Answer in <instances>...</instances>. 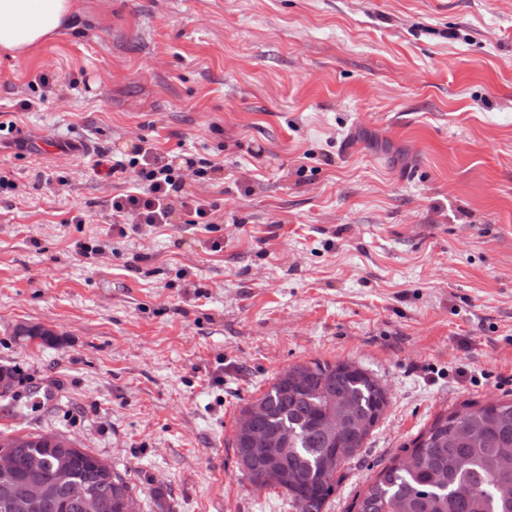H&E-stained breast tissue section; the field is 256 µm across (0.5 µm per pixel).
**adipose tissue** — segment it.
I'll return each instance as SVG.
<instances>
[{
  "mask_svg": "<svg viewBox=\"0 0 512 512\" xmlns=\"http://www.w3.org/2000/svg\"><path fill=\"white\" fill-rule=\"evenodd\" d=\"M77 12V0H0V52L25 59Z\"/></svg>",
  "mask_w": 512,
  "mask_h": 512,
  "instance_id": "adipose-tissue-1",
  "label": "adipose tissue"
}]
</instances>
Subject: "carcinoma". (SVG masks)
Segmentation results:
<instances>
[{"instance_id":"cac0c4a2","label":"carcinoma","mask_w":512,"mask_h":512,"mask_svg":"<svg viewBox=\"0 0 512 512\" xmlns=\"http://www.w3.org/2000/svg\"><path fill=\"white\" fill-rule=\"evenodd\" d=\"M307 371L304 387L294 374ZM257 403L265 407L262 428L288 436L274 448L284 477L270 480L258 471L250 486L283 490L298 512H325L340 469L362 448L387 406L377 378L349 362L295 364L274 379ZM463 417L438 415L406 447L414 457L407 468L396 456L355 502L356 512H512V401L469 406ZM17 476L28 474L27 459L39 458L38 475L51 485L57 466L72 471L71 484L56 499L38 507L10 506L18 485H0V512H83V494H98L97 512H123L135 488L122 477L111 479L112 465L87 448L51 447L32 434L13 449Z\"/></svg>"}]
</instances>
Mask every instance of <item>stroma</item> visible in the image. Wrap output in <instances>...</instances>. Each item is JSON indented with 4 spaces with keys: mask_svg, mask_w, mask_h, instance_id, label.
Here are the masks:
<instances>
[{
    "mask_svg": "<svg viewBox=\"0 0 512 512\" xmlns=\"http://www.w3.org/2000/svg\"><path fill=\"white\" fill-rule=\"evenodd\" d=\"M79 4L0 55V433L65 434L140 512H297L242 479L236 422L288 366L352 362L389 405L325 509L350 512L438 414L512 400V0ZM143 138L223 164L193 186L212 223L107 235L137 177L93 162Z\"/></svg>",
    "mask_w": 512,
    "mask_h": 512,
    "instance_id": "stroma-1",
    "label": "stroma"
}]
</instances>
